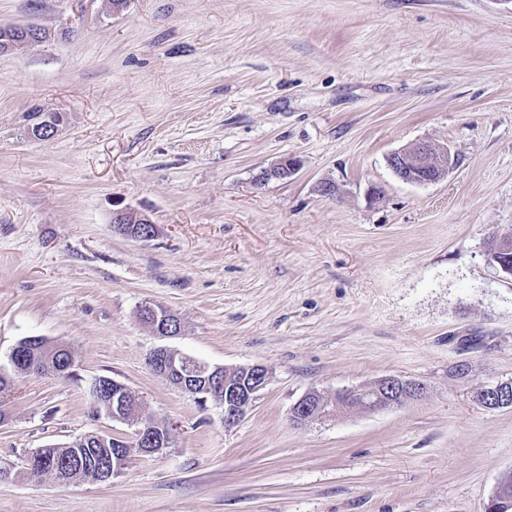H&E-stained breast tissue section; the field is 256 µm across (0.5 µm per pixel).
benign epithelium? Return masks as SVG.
Here are the masks:
<instances>
[{"label": "benign epithelium", "instance_id": "1", "mask_svg": "<svg viewBox=\"0 0 512 512\" xmlns=\"http://www.w3.org/2000/svg\"><path fill=\"white\" fill-rule=\"evenodd\" d=\"M42 32L36 25L21 26L22 35L5 43L4 53L35 42L30 31ZM388 166L401 181L411 184H430L445 176L452 168V158L448 148L429 142H420L407 149L389 155ZM298 171L297 164L282 160L276 165L263 169L256 176V183L263 185L271 180L285 181ZM140 319L151 326L161 338H172L181 334V324L169 320L160 310L150 304L139 310ZM49 357L60 360L63 372L69 374L75 364L73 350L61 344L49 352ZM148 364L158 375L171 385L205 404L212 402L224 409V427L236 425L258 393L270 378L269 367L262 364L239 366L230 375L229 368L211 366L197 358L171 347L160 346L153 349ZM112 388L108 408L105 413L112 419L131 428L125 436L92 433L90 438L112 444L106 454L97 457L87 466L83 475L86 482H109L120 475L134 456L152 457L166 452L170 445L169 423L146 418L140 412L139 398L120 383L107 384L98 377L89 383L88 394L95 406H100L107 388ZM425 394V386L412 379L386 376L376 382L356 390H344L329 399L317 390L308 392L293 408L292 420L306 424L329 417L340 410L357 406L366 412H379L399 407L409 401L418 400ZM474 398L491 410L512 407V382H501L477 389ZM31 477L41 479L49 474H57L58 466L32 452L25 460ZM484 512H512V497L502 485H497L489 498Z\"/></svg>", "mask_w": 512, "mask_h": 512}]
</instances>
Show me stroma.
<instances>
[{
  "mask_svg": "<svg viewBox=\"0 0 512 512\" xmlns=\"http://www.w3.org/2000/svg\"><path fill=\"white\" fill-rule=\"evenodd\" d=\"M25 22L48 37L0 54V366L29 336L76 362L0 397V512H484L512 475V408L474 399L512 381V277L486 256L512 225V0H0ZM36 110L62 116L50 139ZM423 141L455 167L400 181L388 156ZM121 208L155 236L116 233ZM163 342L270 380L225 429L150 369ZM388 375L424 397L290 420ZM99 376L171 447L109 483L31 479L37 449L128 434ZM298 169L296 162L282 160L268 169H262L256 176V183L263 185L271 180L285 181L292 177ZM140 319L151 326L160 338H172L181 334L180 321L169 320L155 305L146 304L139 310Z\"/></svg>",
  "mask_w": 512,
  "mask_h": 512,
  "instance_id": "stroma-1",
  "label": "stroma"
}]
</instances>
